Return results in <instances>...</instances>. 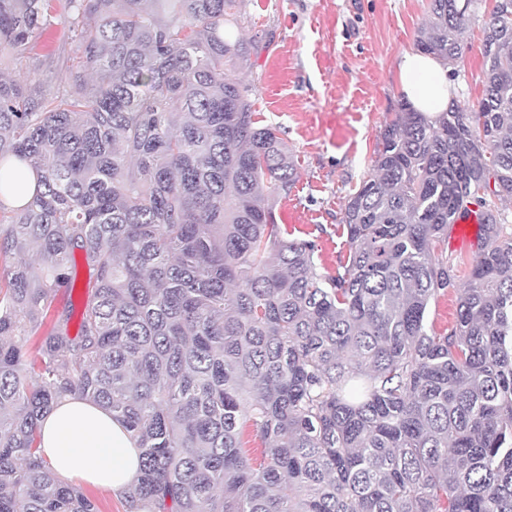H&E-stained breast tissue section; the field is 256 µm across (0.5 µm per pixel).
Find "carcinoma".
I'll use <instances>...</instances> for the list:
<instances>
[{"instance_id": "1", "label": "carcinoma", "mask_w": 512, "mask_h": 512, "mask_svg": "<svg viewBox=\"0 0 512 512\" xmlns=\"http://www.w3.org/2000/svg\"><path fill=\"white\" fill-rule=\"evenodd\" d=\"M57 2L0 0V51ZM240 2L65 0L90 24L57 104L0 76V182L16 159L40 183L0 204V512H97L39 453L66 395L138 443L128 512H512V9L485 22L477 109L386 123L331 273L277 220L296 165L229 68ZM475 2L429 0L420 52L454 65ZM473 205L461 282L448 235ZM450 296L439 297L436 303H432L428 315L429 325L436 332H442L453 321L454 302Z\"/></svg>"}]
</instances>
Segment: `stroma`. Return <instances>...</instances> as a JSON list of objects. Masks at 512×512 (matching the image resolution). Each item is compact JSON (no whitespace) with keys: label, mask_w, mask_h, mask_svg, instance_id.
I'll use <instances>...</instances> for the list:
<instances>
[{"label":"stroma","mask_w":512,"mask_h":512,"mask_svg":"<svg viewBox=\"0 0 512 512\" xmlns=\"http://www.w3.org/2000/svg\"><path fill=\"white\" fill-rule=\"evenodd\" d=\"M490 0H477L462 34L465 52L451 78L462 104L483 94L482 38ZM428 0H243L234 36L250 41L235 63L264 122L279 125L297 179L276 207L280 223L322 225L319 260L336 267L346 198L372 171L380 134L406 99L398 64L417 49ZM81 55L72 15L60 11L30 39L23 56L0 52V73L25 79L47 103L61 96Z\"/></svg>","instance_id":"1"}]
</instances>
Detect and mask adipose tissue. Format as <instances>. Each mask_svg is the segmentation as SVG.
<instances>
[{
	"instance_id": "adipose-tissue-1",
	"label": "adipose tissue",
	"mask_w": 512,
	"mask_h": 512,
	"mask_svg": "<svg viewBox=\"0 0 512 512\" xmlns=\"http://www.w3.org/2000/svg\"><path fill=\"white\" fill-rule=\"evenodd\" d=\"M400 75L415 110L431 119L447 110L452 90L447 62L407 53ZM40 450L62 480L117 492L132 482L140 467V450L123 425L100 406L74 397L56 404L43 418Z\"/></svg>"
}]
</instances>
